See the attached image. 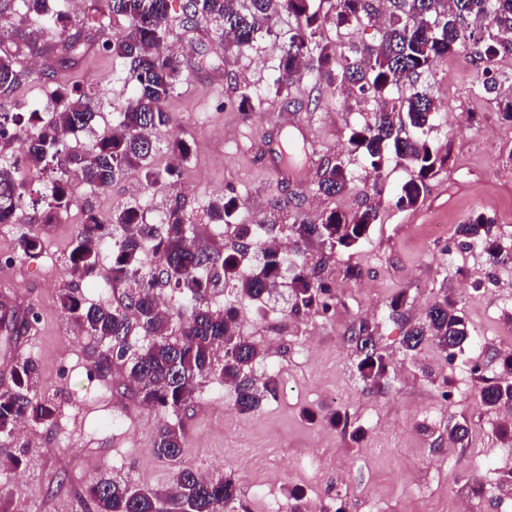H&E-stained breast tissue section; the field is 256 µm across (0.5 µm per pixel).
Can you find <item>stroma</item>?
<instances>
[{
	"label": "stroma",
	"mask_w": 512,
	"mask_h": 512,
	"mask_svg": "<svg viewBox=\"0 0 512 512\" xmlns=\"http://www.w3.org/2000/svg\"><path fill=\"white\" fill-rule=\"evenodd\" d=\"M47 5L92 47L75 66L45 59L31 66V54L22 48L31 30L20 19L22 0H0V51L16 52L20 73L14 90L0 95V109L49 113L57 91L77 89L96 104V130L111 129L130 99L129 65L100 43L104 36H119L126 20H113L103 34L95 29L92 11L71 12L69 0ZM295 26L294 17L281 16L276 37L228 57L220 32L197 37L180 10H171L165 42L190 50L181 57L186 79L165 104L171 123L155 132L153 165L162 170L171 164L168 144L176 138L189 144L190 155L177 174L154 187H139L140 176L132 171L107 188L85 186L81 192L105 221L132 205L151 223L156 211L178 200L200 231L209 225V203L222 194L237 199L241 224L268 215L276 201L284 205L280 215L287 224L298 213L317 220L331 210L375 206L378 220L358 250L324 256L312 249L306 255L308 264H321L322 277L334 289L329 313L293 319L289 293L280 288L266 297L262 312L240 326V335L261 349L252 375L274 381L275 394L241 415L239 424H228L224 413L235 403L232 388L216 374L200 380L177 418L185 437L182 463L236 479L244 512H260L254 491L261 483L274 485L279 498L296 508L311 497L323 512L341 505L348 512H456L458 500L471 493V462L502 445L494 432L502 415L480 406L479 381L463 380L462 369L478 361L484 375L498 372L491 344L512 337V262H495L453 233L430 238L429 227L453 230L480 211L494 219L501 244H512V125L500 119L507 97L492 100L480 93L479 59L448 56L416 81L440 105L429 139L449 154L424 200L412 209L397 207L411 170L394 157L375 180L366 177L361 157L346 156L361 177L358 193L325 196L318 190L321 164L345 156L352 127L376 103L347 85L327 90L314 70L294 85L290 103L274 98L278 47ZM200 40L208 50L203 66L195 51ZM244 91L253 109H239ZM82 220L76 206L54 223H40L26 201L15 223L0 224V302H12L17 316L37 317L23 334L0 328V391L13 388L18 362L32 360L38 369L32 394L54 410L50 421L29 423L26 433H0V501L9 512H95L89 488L102 476L154 489L170 484V465L153 452L155 429L165 414L140 403L122 382V367L105 376L93 373L98 344L76 331L60 306L61 295L73 287L90 304L112 305L121 295L108 283L109 245L99 250L96 278L71 275L68 257ZM24 234L42 240L39 258L20 257L17 240ZM350 267L357 268L356 276H347ZM444 292L475 336L450 362L431 343L415 351L403 343L410 324L422 320ZM400 295L405 304L397 318L390 304ZM359 321L369 324L379 352L390 361L378 385L360 378L357 354L343 340ZM332 386L344 395V428L328 422L332 408L324 391ZM458 423L469 429L460 442L449 435Z\"/></svg>",
	"instance_id": "stroma-1"
}]
</instances>
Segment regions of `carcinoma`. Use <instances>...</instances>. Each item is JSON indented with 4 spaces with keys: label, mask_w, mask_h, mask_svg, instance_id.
Segmentation results:
<instances>
[{
    "label": "carcinoma",
    "mask_w": 512,
    "mask_h": 512,
    "mask_svg": "<svg viewBox=\"0 0 512 512\" xmlns=\"http://www.w3.org/2000/svg\"><path fill=\"white\" fill-rule=\"evenodd\" d=\"M105 11L95 19L99 30L109 28L119 16L128 20L124 34L106 39L102 49L112 56L130 61L127 81L133 95L121 113L118 132L95 138L83 151L68 144L62 133H75L90 127L96 116L88 96L77 91H62L61 109L45 118L38 112L28 120L36 130L28 144L25 161L50 178L44 223L76 204L70 186L78 182L94 189L110 186L130 170L141 173L146 186L158 184L174 175L185 161L189 145L174 139L170 152L174 164L160 173L150 166L156 147L153 131L169 123L164 111L168 98L183 81V68L177 56L161 50L167 31V18L173 0H104ZM378 0H180L184 18L196 28L213 23L222 28L224 52L230 53L256 39L271 35L276 17L283 11L295 17L297 26L287 44L280 48L279 76L273 85L277 97H286L302 76L306 61L316 60L317 71L332 86L338 82L358 86L361 94L382 98L392 89L421 73L431 71L448 54L469 52L480 60L493 61L497 47L512 45V0H385L388 17L382 26L378 45L368 47L358 57H337L336 47L320 42L326 22L337 27H361L375 21ZM37 34L50 27L56 32L51 51L64 64L75 65L83 55L81 33L66 19L52 15L47 0H22ZM19 82L15 58L0 54V93L11 92ZM438 111L436 101L415 89L401 99L398 108L373 112L364 123L351 129L347 153L360 155L367 172L381 176L389 155L405 161L410 178L401 186L397 205L415 207L428 189L447 157L441 155L427 138ZM318 190L337 196L356 190L355 176L341 158L322 166ZM18 166L0 163V224L12 221L20 209L24 193L16 177ZM238 202L234 197L214 198L208 206L209 221L215 231L214 242H197L195 225L186 218L185 205L179 201L165 213L162 224H148L135 207H127L112 216V225L123 235L112 247V283L125 288L118 306L88 304L74 290L61 295L62 308L88 336L101 344L96 355V370L106 375L112 365L126 368L135 386L136 396L146 407L173 415L192 399L197 383L215 372L234 386L240 413L257 410L263 400L274 394V387L258 384L248 371L259 355L256 344L241 338L237 311L202 304L203 297L216 288L234 290L241 304L261 309L265 296L285 283L293 296L291 313L307 316L326 312L333 301L331 286L321 277L319 265L308 267L297 260L302 251L320 252L355 249L369 236L378 211L367 207L351 214L331 211L316 222L294 219L291 224L271 221L267 232L279 230L292 244L291 252L267 249L261 267H246L257 228L236 223ZM77 245L69 256L72 275L80 280L93 277L98 268L97 244L107 235L106 225L90 208L84 210ZM236 225L235 243L220 244V229ZM493 221L475 212L455 233L466 245L476 243L493 258L502 255V247L492 233ZM151 253L155 271L142 273L141 260ZM293 272L289 280L285 274ZM164 286L193 302L192 313L176 322L179 312L162 314L156 305L154 289ZM152 337L145 347L135 350L134 333ZM349 341L359 353L358 370L363 380L377 383L387 373L389 362L378 352L372 330L363 321L348 330ZM430 337L440 351L451 356L472 339L469 322L456 302L444 294L428 308L425 321L411 327L404 343L414 351ZM36 370L25 360L15 370L14 388L0 392V433H8L21 420L47 422L53 411L45 402L30 395ZM478 402L488 411H496L512 395V354L501 358L498 377H480ZM184 435L180 426L161 425L155 432L154 452L172 465L170 486L162 491L136 489L125 481L101 477L90 495L97 512H162L172 503L185 512H232L238 500V488L230 477L205 479L190 467L181 465Z\"/></svg>",
    "instance_id": "obj_1"
}]
</instances>
